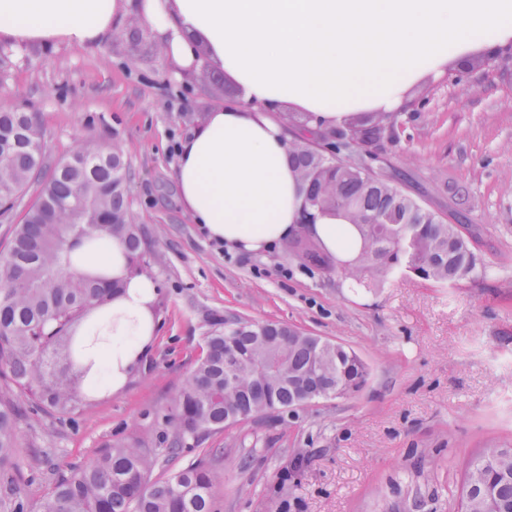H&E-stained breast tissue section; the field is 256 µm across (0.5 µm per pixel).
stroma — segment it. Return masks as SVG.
<instances>
[{"instance_id": "1", "label": "stroma", "mask_w": 512, "mask_h": 512, "mask_svg": "<svg viewBox=\"0 0 512 512\" xmlns=\"http://www.w3.org/2000/svg\"><path fill=\"white\" fill-rule=\"evenodd\" d=\"M147 27L128 17L101 46L0 44V96L36 115L44 161L77 145H121L159 329L137 372L73 418L31 408L17 421L23 492L40 502L59 473L108 444L167 447L171 397L214 320L274 321L352 347L371 367L356 395L238 421L183 449L203 464L217 512H457L467 462L512 446V45L474 54L418 86L381 124L372 167L448 222L464 220L488 278L443 286L399 274L343 287L285 245L243 255L209 241L184 210L176 145L201 112L240 89L210 66L182 79Z\"/></svg>"}]
</instances>
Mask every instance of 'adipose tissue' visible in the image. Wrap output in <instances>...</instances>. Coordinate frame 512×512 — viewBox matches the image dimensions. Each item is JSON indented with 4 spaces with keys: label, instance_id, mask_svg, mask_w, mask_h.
Returning <instances> with one entry per match:
<instances>
[{
    "label": "adipose tissue",
    "instance_id": "ef3b65f1",
    "mask_svg": "<svg viewBox=\"0 0 512 512\" xmlns=\"http://www.w3.org/2000/svg\"><path fill=\"white\" fill-rule=\"evenodd\" d=\"M188 70L208 63L236 84L238 104L193 119L179 140L181 201L209 239L243 254L304 231L350 261L363 241L343 216L302 224L305 188L288 160L281 112L320 130L361 112L391 113L412 89L459 60L512 44V0H0V43L93 48L127 17ZM77 269L115 282L112 349L92 352L120 391L155 336L158 285L134 272L125 247L91 236Z\"/></svg>",
    "mask_w": 512,
    "mask_h": 512
}]
</instances>
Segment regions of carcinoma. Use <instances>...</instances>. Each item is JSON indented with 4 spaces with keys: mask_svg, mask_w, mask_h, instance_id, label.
<instances>
[{
    "mask_svg": "<svg viewBox=\"0 0 512 512\" xmlns=\"http://www.w3.org/2000/svg\"><path fill=\"white\" fill-rule=\"evenodd\" d=\"M24 128L23 140L0 163V203H14L32 183L36 201L16 225L9 248L0 253V363L8 390L0 393V507L6 512H215L211 473L191 463L155 479L157 459L137 443H118L89 464L55 479L43 501L31 504L12 461L17 410L10 391L32 407L76 415L92 402V349L112 344V318L88 335L92 310L112 301V284L73 267L71 240L96 234L120 240L132 258L144 257L137 217L127 191L128 168L114 146L89 161L79 147L44 166V133L27 112L0 107V131ZM376 124L344 130L346 139L316 148L300 138L288 143L313 211L347 215L363 237L358 258L345 263L320 241L295 238L289 250L302 260L336 271L352 288H366L411 265L416 277L455 286L490 270L477 258L456 224L406 194L396 178L354 168L358 139L374 138ZM82 197L86 216L70 205ZM226 317L213 324L206 351L171 399L166 425L168 458L187 439L199 442L224 429L225 418L250 417L286 409L301 399L314 402L336 389L349 396L366 385L370 368L351 348L299 333L276 322L249 323ZM460 512H512V448L491 445L469 462Z\"/></svg>",
    "mask_w": 512,
    "mask_h": 512,
    "instance_id": "carcinoma-1",
    "label": "carcinoma"
}]
</instances>
